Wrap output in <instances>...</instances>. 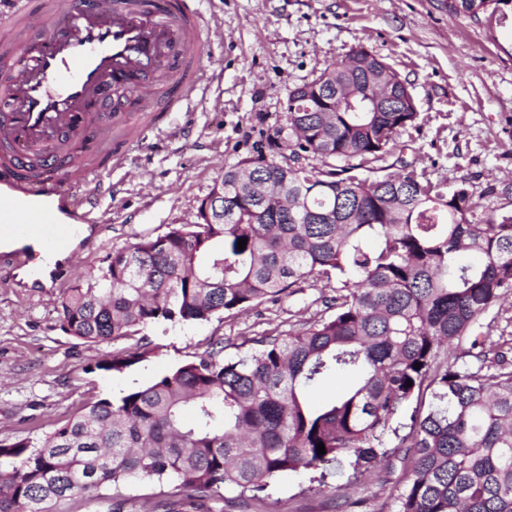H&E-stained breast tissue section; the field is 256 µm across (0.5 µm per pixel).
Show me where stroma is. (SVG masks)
Wrapping results in <instances>:
<instances>
[{
  "mask_svg": "<svg viewBox=\"0 0 512 512\" xmlns=\"http://www.w3.org/2000/svg\"><path fill=\"white\" fill-rule=\"evenodd\" d=\"M217 17L222 40L204 42L214 70L161 128L147 130L129 154V175L103 208L111 223L72 263V278H92L113 250L197 223L198 206L224 169L265 156L281 159L287 144L286 101L294 87L363 46L381 57L414 98L418 119L401 140L405 159L427 178L466 180L486 212L512 209V12L470 16L448 0H201ZM192 124L190 139L177 129ZM496 193H488V186ZM66 284L22 288L0 278V439H38L100 398L150 383L177 364L211 351L232 358L253 339L299 328L326 314L327 281L241 314L144 329L145 360L123 372L97 362L135 347L136 339L85 343L58 325ZM398 459L355 482L331 478L334 497L312 492L307 472L271 482L268 496L249 500L226 489L204 512H393L383 489L399 478ZM169 487L136 480L63 501L59 512H108L121 496L123 512H154Z\"/></svg>",
  "mask_w": 512,
  "mask_h": 512,
  "instance_id": "stroma-1",
  "label": "stroma"
}]
</instances>
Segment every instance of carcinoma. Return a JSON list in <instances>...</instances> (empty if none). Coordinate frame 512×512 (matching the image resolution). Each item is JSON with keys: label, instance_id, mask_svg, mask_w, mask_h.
I'll return each instance as SVG.
<instances>
[{"label": "carcinoma", "instance_id": "cac0c4a2", "mask_svg": "<svg viewBox=\"0 0 512 512\" xmlns=\"http://www.w3.org/2000/svg\"><path fill=\"white\" fill-rule=\"evenodd\" d=\"M378 68L389 65L360 46L291 90L292 164L260 156L224 169V223L113 251L97 277L61 295L58 322L85 343L118 341L276 302L311 279L336 282L335 311L235 358L182 363L39 440H1L0 512H54L135 479L174 485L180 498L161 509L189 512L223 488L258 500L302 469L320 471L322 494L327 476L355 481L402 449L395 512H512V363L475 336L512 295V210L485 217L464 180L372 166L418 119L406 81L381 91L379 112L337 99L319 111L332 87L364 88ZM144 358L118 352L96 368ZM339 372L354 387L310 405Z\"/></svg>", "mask_w": 512, "mask_h": 512}]
</instances>
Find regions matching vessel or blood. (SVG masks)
Segmentation results:
<instances>
[{
  "instance_id": "obj_1",
  "label": "vessel or blood",
  "mask_w": 512,
  "mask_h": 512,
  "mask_svg": "<svg viewBox=\"0 0 512 512\" xmlns=\"http://www.w3.org/2000/svg\"><path fill=\"white\" fill-rule=\"evenodd\" d=\"M198 0H0V267L63 282L126 147L208 78Z\"/></svg>"
}]
</instances>
